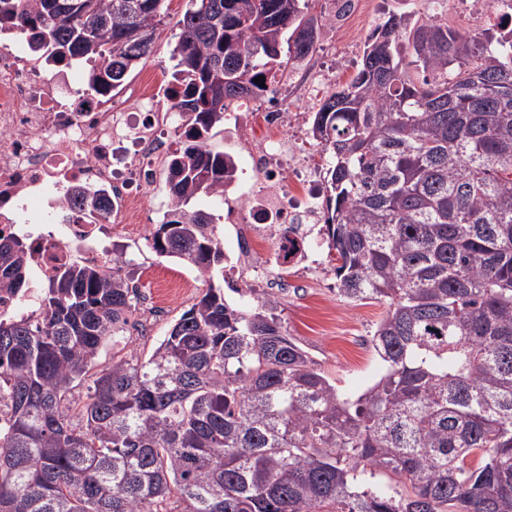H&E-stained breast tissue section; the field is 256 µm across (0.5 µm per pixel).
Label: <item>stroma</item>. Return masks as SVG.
I'll list each match as a JSON object with an SVG mask.
<instances>
[{"mask_svg":"<svg viewBox=\"0 0 512 512\" xmlns=\"http://www.w3.org/2000/svg\"><path fill=\"white\" fill-rule=\"evenodd\" d=\"M187 0H166V12L158 25L153 50L136 63L127 79L139 83L151 79L167 83L174 69L171 52L179 33V21L186 9ZM483 0H446L440 13L429 12L424 4H417L411 17L429 20L451 28H464L470 32L481 31ZM377 26L369 11L362 10L350 16L345 25L353 38L344 49L318 51L313 62L320 69L332 72L331 82L325 91L349 82L361 66L363 49ZM147 221L142 237L131 239L123 231L113 230L112 245L124 250L129 261L124 272L140 282L144 293L163 299L161 311H154L149 304L137 302L129 319L126 332L127 349L133 354L149 357L170 325L196 301L197 292L176 293L173 281L198 279V272L172 258L156 254L148 238L154 233L159 218L153 210H146ZM282 278L299 283V292L278 295L280 316L289 336L319 363L321 369L341 390L359 393L379 377L381 364L368 339L385 307L376 302L350 306L340 301L336 294V280L324 251L313 253L311 261L300 266L280 268Z\"/></svg>","mask_w":512,"mask_h":512,"instance_id":"35a3bbf8","label":"stroma"}]
</instances>
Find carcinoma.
Instances as JSON below:
<instances>
[{
    "instance_id": "obj_1",
    "label": "carcinoma",
    "mask_w": 512,
    "mask_h": 512,
    "mask_svg": "<svg viewBox=\"0 0 512 512\" xmlns=\"http://www.w3.org/2000/svg\"><path fill=\"white\" fill-rule=\"evenodd\" d=\"M188 0L172 57L184 148L151 247L212 275V217L234 165L207 148L315 42L309 0ZM165 0H0L54 66L89 89L152 52ZM265 77V86L254 82ZM328 154L324 222L336 293L385 313L383 370L344 393L268 299L209 286L146 360L117 341L134 306L122 257L46 280L39 318L0 316V512H512V28L476 36L390 16L315 112ZM33 260L0 237V289ZM92 379L87 400L69 398Z\"/></svg>"
}]
</instances>
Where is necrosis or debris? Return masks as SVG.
<instances>
[{"label": "necrosis or debris", "instance_id": "4bbe7bcc", "mask_svg": "<svg viewBox=\"0 0 512 512\" xmlns=\"http://www.w3.org/2000/svg\"><path fill=\"white\" fill-rule=\"evenodd\" d=\"M171 86L144 81L115 102L80 85L76 73L42 74L22 44L0 47V235L16 236L29 224L51 225L31 236L33 274L43 280L72 260L111 262L105 237L113 227L132 230L143 222V203L155 186L159 165L170 157L178 115L157 109ZM245 131L248 159L260 183L228 207L224 220L238 225L233 269L271 282L273 274L253 262L246 242L252 231L275 239V261L304 238V225L321 221L316 171L293 133L301 123L280 91L267 104L230 112ZM81 190L101 197L95 211H78L68 195ZM298 230L283 237V226Z\"/></svg>", "mask_w": 512, "mask_h": 512}]
</instances>
